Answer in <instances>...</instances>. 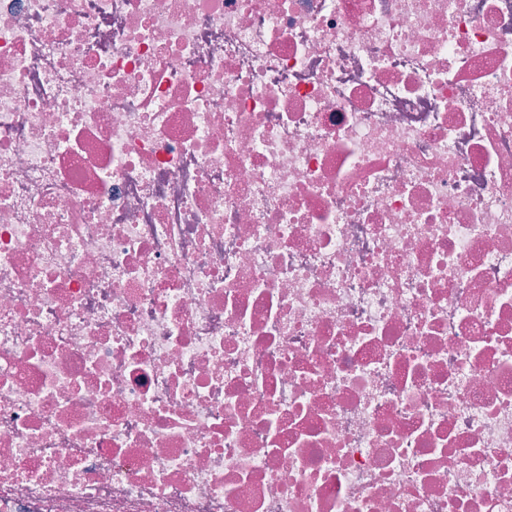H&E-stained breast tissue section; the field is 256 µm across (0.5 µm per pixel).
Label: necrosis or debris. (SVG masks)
<instances>
[{"instance_id": "4bbe7bcc", "label": "necrosis or debris", "mask_w": 512, "mask_h": 512, "mask_svg": "<svg viewBox=\"0 0 512 512\" xmlns=\"http://www.w3.org/2000/svg\"><path fill=\"white\" fill-rule=\"evenodd\" d=\"M0 512H512V0H0Z\"/></svg>"}]
</instances>
